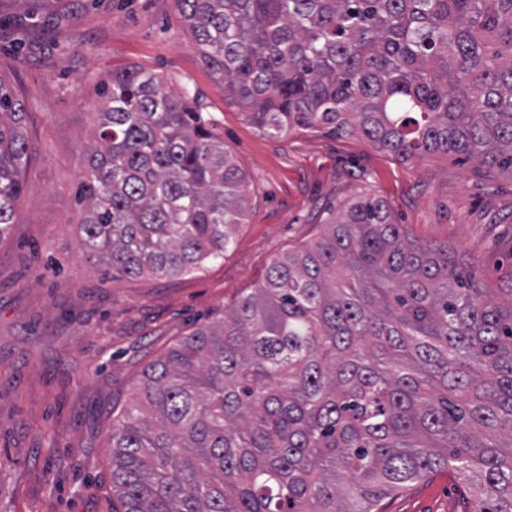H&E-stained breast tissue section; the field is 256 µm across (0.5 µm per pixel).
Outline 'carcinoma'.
<instances>
[{
  "instance_id": "cac0c4a2",
  "label": "carcinoma",
  "mask_w": 512,
  "mask_h": 512,
  "mask_svg": "<svg viewBox=\"0 0 512 512\" xmlns=\"http://www.w3.org/2000/svg\"><path fill=\"white\" fill-rule=\"evenodd\" d=\"M263 132L360 134L512 174V0H174ZM77 190L87 261L175 276L224 258L246 178L150 70L112 73ZM0 78V239L29 162ZM121 512H378L438 469L512 512V286L488 288L387 201L344 207L224 318L147 365L112 421Z\"/></svg>"
}]
</instances>
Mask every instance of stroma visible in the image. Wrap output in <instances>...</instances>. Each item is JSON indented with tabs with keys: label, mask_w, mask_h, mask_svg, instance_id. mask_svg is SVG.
<instances>
[{
	"label": "stroma",
	"mask_w": 512,
	"mask_h": 512,
	"mask_svg": "<svg viewBox=\"0 0 512 512\" xmlns=\"http://www.w3.org/2000/svg\"><path fill=\"white\" fill-rule=\"evenodd\" d=\"M131 67L194 93L246 177L247 219L204 271L109 277L80 248L88 138L103 87ZM0 78L24 104L31 154L0 240V512H112V421L147 364L223 318L359 197L385 199L418 241L448 243L487 287L512 280V174L453 155L403 163L324 128L263 133L202 66L173 0H0ZM380 509L472 502L439 470Z\"/></svg>",
	"instance_id": "stroma-1"
}]
</instances>
